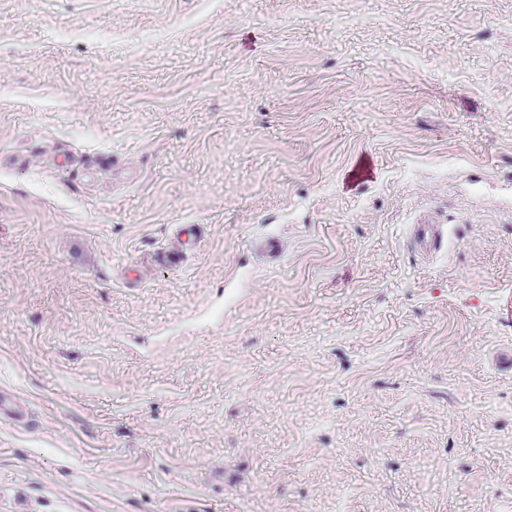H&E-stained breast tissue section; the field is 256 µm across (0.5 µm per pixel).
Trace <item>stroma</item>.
Here are the masks:
<instances>
[{"label":"stroma","mask_w":512,"mask_h":512,"mask_svg":"<svg viewBox=\"0 0 512 512\" xmlns=\"http://www.w3.org/2000/svg\"><path fill=\"white\" fill-rule=\"evenodd\" d=\"M511 305L512 0H0V512H512ZM444 232L440 224L417 225L413 232V241L425 252L437 250L442 242Z\"/></svg>","instance_id":"35a3bbf8"}]
</instances>
